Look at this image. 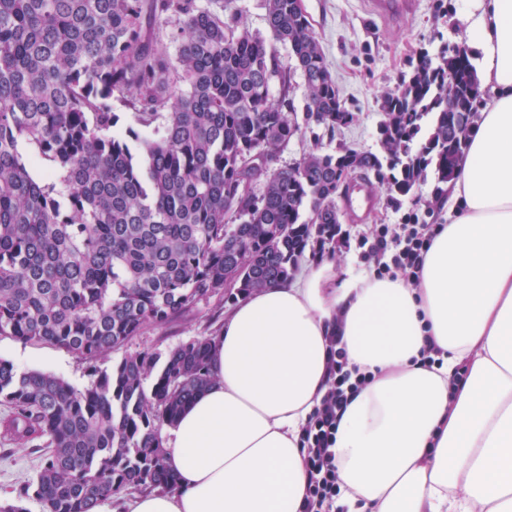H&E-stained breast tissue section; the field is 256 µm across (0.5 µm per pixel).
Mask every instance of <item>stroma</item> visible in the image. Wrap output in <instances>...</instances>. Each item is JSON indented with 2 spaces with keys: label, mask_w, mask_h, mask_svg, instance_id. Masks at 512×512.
Instances as JSON below:
<instances>
[{
  "label": "stroma",
  "mask_w": 512,
  "mask_h": 512,
  "mask_svg": "<svg viewBox=\"0 0 512 512\" xmlns=\"http://www.w3.org/2000/svg\"><path fill=\"white\" fill-rule=\"evenodd\" d=\"M302 4L340 97L355 119L332 136L320 129L302 131L278 153L276 164L280 167L315 147L328 153L342 145L378 151V126L383 119L381 97L386 90L395 88L407 72L408 59L423 47L436 51L469 41L464 22L469 0H414L412 8L394 18L369 13L363 0H302ZM436 186L435 173H428L418 194L402 198L394 207L387 201L384 186L369 180L362 188L368 207L351 205L342 224L354 234L370 231L378 224H397L419 199L431 204L425 223H447L445 209L432 202ZM219 305L228 311L233 308L232 303L222 304L214 297L204 299L169 328H146L126 351L149 350L167 356L180 343L202 335L207 318ZM0 358L10 360L21 371L40 370L56 375L78 389L91 380L86 363L62 349L2 337ZM44 457V450L0 442V501H11L16 489L36 480Z\"/></svg>",
  "instance_id": "stroma-1"
}]
</instances>
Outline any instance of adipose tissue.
<instances>
[{
	"label": "adipose tissue",
	"mask_w": 512,
	"mask_h": 512,
	"mask_svg": "<svg viewBox=\"0 0 512 512\" xmlns=\"http://www.w3.org/2000/svg\"><path fill=\"white\" fill-rule=\"evenodd\" d=\"M472 2L488 95L419 284L340 279L327 260L240 301L214 382L166 429L174 491L96 512H299V437L336 336L368 378L336 433L337 512H512V0Z\"/></svg>",
	"instance_id": "1"
}]
</instances>
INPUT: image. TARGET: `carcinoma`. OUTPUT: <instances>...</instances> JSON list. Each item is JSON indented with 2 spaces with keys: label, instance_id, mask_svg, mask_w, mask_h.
<instances>
[{
  "label": "carcinoma",
  "instance_id": "cac0c4a2",
  "mask_svg": "<svg viewBox=\"0 0 512 512\" xmlns=\"http://www.w3.org/2000/svg\"><path fill=\"white\" fill-rule=\"evenodd\" d=\"M297 2L265 0L264 39L197 0H0V337L93 362L217 296L213 325L224 302L289 279L336 238V171L375 176L393 205L430 168L444 185L456 176L479 102L464 45L420 50L383 95L379 151L272 167L302 129L332 135L336 113L354 120ZM146 17L174 28L177 58ZM296 70L308 88L300 116ZM116 102L144 132L122 126ZM216 334L162 363L143 350L94 367L83 389L0 358V438L47 449L36 481L0 512H26L30 499L95 512L172 486L162 429L213 382Z\"/></svg>",
  "mask_w": 512,
  "mask_h": 512
}]
</instances>
